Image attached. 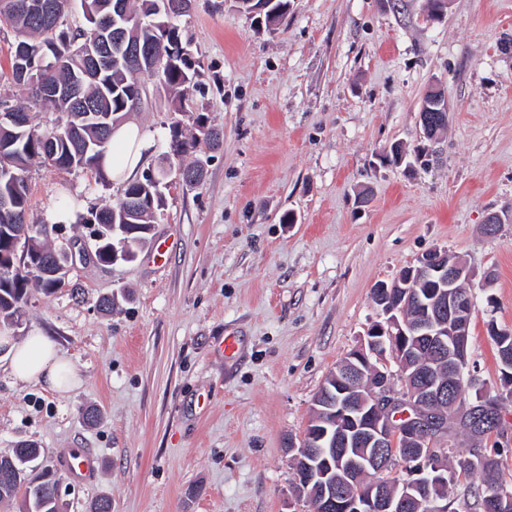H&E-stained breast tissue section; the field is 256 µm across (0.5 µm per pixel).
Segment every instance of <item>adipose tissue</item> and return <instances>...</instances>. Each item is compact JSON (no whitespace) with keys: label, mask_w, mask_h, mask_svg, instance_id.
I'll return each instance as SVG.
<instances>
[{"label":"adipose tissue","mask_w":512,"mask_h":512,"mask_svg":"<svg viewBox=\"0 0 512 512\" xmlns=\"http://www.w3.org/2000/svg\"><path fill=\"white\" fill-rule=\"evenodd\" d=\"M148 148L149 143L136 124H122L112 134V148L105 154L102 166L112 175L131 176ZM0 349L4 350L9 372L17 382H38L54 392L70 390L78 383L72 362L60 353L50 337L34 335L18 342L0 335Z\"/></svg>","instance_id":"adipose-tissue-1"}]
</instances>
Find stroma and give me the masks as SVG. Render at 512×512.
I'll list each match as a JSON object with an SVG mask.
<instances>
[{
    "label": "stroma",
    "instance_id": "35a3bbf8",
    "mask_svg": "<svg viewBox=\"0 0 512 512\" xmlns=\"http://www.w3.org/2000/svg\"><path fill=\"white\" fill-rule=\"evenodd\" d=\"M289 0L277 29L195 0L180 20L202 89L172 108L149 96L130 120L145 166L173 129L198 143L200 186L176 182L135 261L78 264L55 294L33 293L9 333L51 336L80 382L53 393L14 382L0 361V450L44 448L68 512L98 497L112 512H313L284 448L303 435L331 370L379 318L372 298L426 251L461 255L475 310L473 388L434 447L450 460L498 449L512 474V401L476 434L462 419L502 389L488 326L512 328V0ZM441 90L446 133L427 163L396 166L390 146L424 144L419 112ZM33 224L50 241L92 245L88 209L122 182L32 163ZM503 222L495 235L489 214ZM111 294V312L97 308ZM235 337V353L224 351ZM97 459L90 478L61 457Z\"/></svg>",
    "mask_w": 512,
    "mask_h": 512
}]
</instances>
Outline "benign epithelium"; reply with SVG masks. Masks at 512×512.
I'll list each match as a JSON object with an SVG mask.
<instances>
[{
	"label": "benign epithelium",
	"mask_w": 512,
	"mask_h": 512,
	"mask_svg": "<svg viewBox=\"0 0 512 512\" xmlns=\"http://www.w3.org/2000/svg\"><path fill=\"white\" fill-rule=\"evenodd\" d=\"M109 16L118 26L115 34L94 40L86 49L87 64L80 71L82 78H91L102 64L112 60L118 53L128 64L140 61L138 46L128 39L125 20L128 14L123 0H111ZM72 98L71 123L67 125L69 138L78 144V150L96 152L105 145L110 133L124 123L129 116L141 109L142 99L132 97V107L123 116L116 118L110 112L99 110L96 102L75 94ZM441 109L423 111L419 114L424 137L436 140L439 129L448 122V105L440 101ZM93 124L99 131V139L88 142L83 139L82 129ZM171 167L160 165L145 173L146 182L162 188L171 186L168 178ZM30 224H3L0 236L9 242V252L0 256V272L8 276L14 267L21 264L36 265L42 276L59 286L81 263L111 265L129 260L116 244L105 248L84 246L62 248L45 252L33 248L34 240ZM467 277L466 266L451 257L446 250H431L418 258L417 262L403 270L392 282L377 285L376 302L385 321L373 323L366 332V339L348 356L347 382L338 387L336 415L346 428L336 431L330 441L331 451L342 457L351 448H370L372 453L357 468H348L338 477L331 472L316 471V468L297 450L293 441H288V451L293 453L292 462L296 480L305 486L316 485L319 505L323 512H412L421 506L412 490L418 484L438 485L445 482L444 474L436 465L439 454L433 448L429 436L418 432L402 420L410 417L406 407L422 415L433 413V407H453L456 400L450 381L437 380L435 366L442 361L448 363L466 359L469 319L474 310V301L458 291V283ZM423 278L431 282L433 299L430 311L416 321L392 316L408 305L414 281ZM398 363L402 390H397L392 374L385 365L386 355ZM374 379L369 395L359 392L366 373ZM418 448L420 460L415 463L409 479L400 491L390 489L383 481L372 482L367 492L349 493L347 488L360 484L368 470L382 474L396 457L404 451Z\"/></svg>",
	"instance_id": "7a95c632"
}]
</instances>
